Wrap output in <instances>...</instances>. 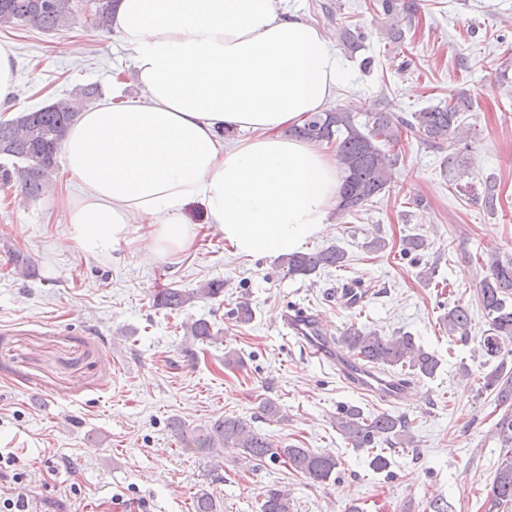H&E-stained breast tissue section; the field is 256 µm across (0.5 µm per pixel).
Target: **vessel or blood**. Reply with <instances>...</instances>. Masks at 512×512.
Listing matches in <instances>:
<instances>
[{
  "label": "vessel or blood",
  "mask_w": 512,
  "mask_h": 512,
  "mask_svg": "<svg viewBox=\"0 0 512 512\" xmlns=\"http://www.w3.org/2000/svg\"><path fill=\"white\" fill-rule=\"evenodd\" d=\"M280 322L288 334L301 344L307 355L335 363L340 375L350 386L385 402L402 399L403 385L385 381L334 347L319 315L292 308L283 311Z\"/></svg>",
  "instance_id": "vessel-or-blood-1"
}]
</instances>
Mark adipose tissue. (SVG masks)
I'll return each instance as SVG.
<instances>
[{"label":"adipose tissue","mask_w":512,"mask_h":512,"mask_svg":"<svg viewBox=\"0 0 512 512\" xmlns=\"http://www.w3.org/2000/svg\"><path fill=\"white\" fill-rule=\"evenodd\" d=\"M282 0H119L112 26L131 82L77 116L62 143L79 193L59 245L98 260L135 241L146 263L200 228L235 254L284 256L318 238L341 174L324 148L285 130L321 111L346 74L321 28ZM242 131L225 143V130ZM205 223H189L191 203Z\"/></svg>","instance_id":"adipose-tissue-1"}]
</instances>
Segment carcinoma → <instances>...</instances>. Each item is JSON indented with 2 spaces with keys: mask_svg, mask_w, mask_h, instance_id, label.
<instances>
[{
  "mask_svg": "<svg viewBox=\"0 0 512 512\" xmlns=\"http://www.w3.org/2000/svg\"><path fill=\"white\" fill-rule=\"evenodd\" d=\"M118 0H97L92 24L101 31L112 28ZM75 17L74 0H0V27L31 25L53 32L68 28ZM100 94L98 87H85L70 98L40 108L26 110L16 117L0 121V144L11 145L10 153L0 154V176L15 182L26 197L35 201L42 195L45 182L55 171L61 143L79 112ZM471 98L462 92L448 98L445 104L401 115L387 106L374 105L356 116L341 108L313 112L301 125L289 129V135L314 143H332L342 173L336 210L342 214L363 211L373 198L386 192L392 179V166L399 153H388L384 147H399L406 135L437 150L448 151L444 167L460 181L472 175L463 141L461 113L470 108ZM426 239L408 235L401 239L400 253L408 256L424 250ZM346 252L336 245L296 252L285 257L291 276H310L321 271L345 266ZM224 292V282L211 280L190 292L162 288L153 295L154 306L179 311L195 298H215ZM477 298L488 329L481 337L484 356L492 359L502 354L505 342L512 339V258L496 259L489 274L480 282ZM448 335L462 342L472 337V319L468 306L457 303L442 316ZM187 334L195 341L217 340L211 325L204 319L186 325ZM336 344L373 368L406 377L432 378L440 367L437 356L426 350L410 333L381 336L350 326L336 339ZM485 387L496 392L498 404L505 407L495 423L494 434L506 459L496 469L491 486L492 507L512 505V370L500 362L485 375ZM336 427L354 448L372 450L369 466L375 472L389 468L387 451L410 447L414 436L408 419L402 415L380 413L364 416L356 406L340 409ZM172 428L186 450L203 456L219 457L226 448H238L258 461L284 464L291 471L314 483L336 480L340 463L332 455L309 448L286 446L276 448L261 433L236 417H219L199 431L187 429L179 419ZM261 512H292L288 490L267 489L260 505Z\"/></svg>",
  "mask_w": 512,
  "mask_h": 512,
  "instance_id": "obj_1",
  "label": "carcinoma"
}]
</instances>
